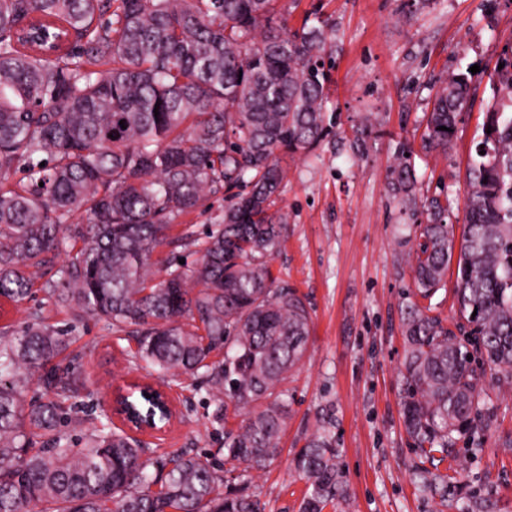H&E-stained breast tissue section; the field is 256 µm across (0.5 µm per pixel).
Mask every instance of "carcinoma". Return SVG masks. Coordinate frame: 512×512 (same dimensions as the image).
Segmentation results:
<instances>
[{
  "label": "carcinoma",
  "instance_id": "1",
  "mask_svg": "<svg viewBox=\"0 0 512 512\" xmlns=\"http://www.w3.org/2000/svg\"><path fill=\"white\" fill-rule=\"evenodd\" d=\"M277 2L0 0V298L31 299L40 279L57 306L108 329L136 327L141 369L199 375L218 407L247 409L217 449L246 471L279 452L282 384L310 335L305 305L267 262L287 224L275 208L281 155L309 152L332 132L331 19L290 28ZM500 63L468 163L460 245L448 202L418 201L407 146L390 170L394 197L426 214L412 296L429 304L405 306L402 372L404 423L422 464L447 461L461 438L480 450L476 435L492 416L481 381L512 379V90L502 92L512 44ZM471 81L458 72L436 91L424 148L448 150ZM219 193L224 210L204 237L189 225L170 236ZM189 244L195 263L154 266L158 248ZM454 259L452 331L430 300ZM63 334L36 314L0 332V512H260L254 495L224 487L213 456L145 459L109 418L82 422L76 444L65 438L62 404L82 382L54 364ZM221 349L224 359L209 361ZM34 379L46 398L27 402ZM335 445L324 426L294 453L308 483L300 512L345 499Z\"/></svg>",
  "mask_w": 512,
  "mask_h": 512
}]
</instances>
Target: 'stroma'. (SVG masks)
<instances>
[{
	"instance_id": "obj_1",
	"label": "stroma",
	"mask_w": 512,
	"mask_h": 512,
	"mask_svg": "<svg viewBox=\"0 0 512 512\" xmlns=\"http://www.w3.org/2000/svg\"><path fill=\"white\" fill-rule=\"evenodd\" d=\"M288 25L310 15L332 17L334 47L328 115L337 135L311 152L285 158L277 206L286 238L269 260L295 288L310 314L302 362L289 373L288 421L279 455L262 470L225 464L231 485L248 484L263 512H299L307 489L292 466L294 452L331 422L346 500L325 512H460L464 496L489 499L492 512H512V380H486L495 408L482 431V451L468 457L447 492L419 488L418 460L403 422L401 308L412 287L411 256L425 216L388 192L399 144H409L422 193L448 200V222L462 233L467 164L480 140L492 95L487 73L512 40V0H281ZM474 68L475 92L447 151L421 147L425 114L450 74ZM372 134L364 156L351 141L362 122ZM40 313L63 329L57 362L83 383L66 435L79 436L82 413L108 411L115 387L143 377L133 364L137 340L89 317L56 309L44 293L15 305L0 299V328ZM172 401L166 429L142 436L147 457L212 454L241 416L218 410L201 379L152 376Z\"/></svg>"
}]
</instances>
